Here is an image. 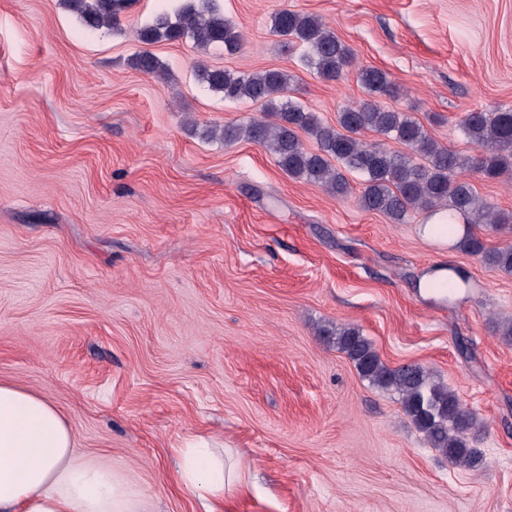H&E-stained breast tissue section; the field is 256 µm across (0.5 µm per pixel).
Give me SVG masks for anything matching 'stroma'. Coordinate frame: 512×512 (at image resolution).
<instances>
[{
    "label": "stroma",
    "mask_w": 512,
    "mask_h": 512,
    "mask_svg": "<svg viewBox=\"0 0 512 512\" xmlns=\"http://www.w3.org/2000/svg\"><path fill=\"white\" fill-rule=\"evenodd\" d=\"M180 0H133L90 30L61 0H0V382L53 403L77 451L146 494L149 512H206L173 453L202 435L241 463L223 512H512V274L352 196L289 178L262 146L209 130L259 116L196 64L294 77L335 124L385 70L387 106L468 153L465 113L512 106V0H221L240 49L136 31ZM320 18L356 67L321 79L271 31ZM454 266L469 289L428 288ZM353 325L388 366L415 362L484 426L473 470L450 464L324 327ZM357 78L366 92L373 98L376 96H394L395 85L389 80L388 74L374 66H363L358 69Z\"/></svg>",
    "instance_id": "1"
}]
</instances>
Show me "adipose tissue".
<instances>
[{"label":"adipose tissue","instance_id":"1","mask_svg":"<svg viewBox=\"0 0 512 512\" xmlns=\"http://www.w3.org/2000/svg\"><path fill=\"white\" fill-rule=\"evenodd\" d=\"M177 477L215 504L242 485L201 437L180 449ZM0 512L146 510L142 491L111 462L77 454L75 432L51 402L0 383Z\"/></svg>","mask_w":512,"mask_h":512}]
</instances>
